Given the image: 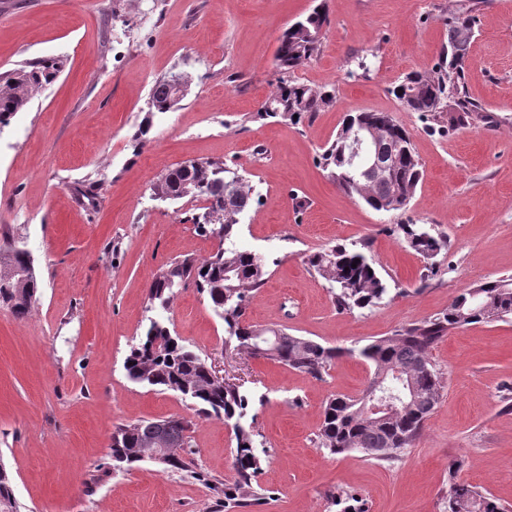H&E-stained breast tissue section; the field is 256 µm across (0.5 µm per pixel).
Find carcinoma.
<instances>
[{"label": "carcinoma", "instance_id": "1", "mask_svg": "<svg viewBox=\"0 0 512 512\" xmlns=\"http://www.w3.org/2000/svg\"><path fill=\"white\" fill-rule=\"evenodd\" d=\"M478 4L479 0H473L444 18L448 41L442 44L435 66L406 75L392 90L400 101L405 90L415 91L417 111L432 115L446 112L450 127L461 125L482 111L468 96L465 82L468 51L474 36L473 12ZM329 23L325 7L317 6L282 33L275 58L280 77L275 91L258 109L259 115L273 116L266 108L269 102L299 120L333 105L335 90L313 88L291 77V73L319 53V34ZM61 67L60 59L46 58L0 74V126L9 125L15 114L57 77ZM170 97L166 80L156 81L150 93V108L170 111ZM361 124L373 130L379 159L391 164L390 177L372 179L351 164V133ZM321 160L339 189L359 196L377 212L386 211V206L395 200L400 208H405L423 177L409 132L386 112L347 114ZM187 186L195 187V197L205 202L191 214L190 221L201 234L215 240L216 247L206 258L186 257L161 269L149 284L148 300L166 310L181 284H194L208 296L213 311L223 320L224 344L253 355L262 329L247 322L246 309L251 293L264 286L269 271L261 255L237 247L236 239L241 218L257 202L254 188L233 166L201 161L190 171L180 167L169 170L153 184L152 191L155 198L168 200ZM397 228L406 246L429 261L425 269L433 271L432 260L448 247V239L424 224H399ZM368 250L370 244L364 241L358 247L336 245L308 258L310 266L331 285L340 312L371 309L388 294ZM24 263L25 257L13 251L11 242L0 245V304L9 307L18 318L27 315L39 289L36 275L21 281L13 276L14 267ZM488 307L498 311L502 320L512 318V276L466 289L442 312L361 346L328 347L281 328L276 340L277 355L272 360L315 379L322 378L332 363L344 355L368 365L372 379L380 378L388 387L387 394L394 397L398 412L386 423L375 424L360 409L355 397L333 394L323 408L317 447L329 455L349 451L366 454L373 448L374 459L394 462L412 446L439 402L440 380L429 352L451 331L487 322ZM207 367V360L184 344L163 320L150 321L124 361L126 376L132 383L176 392L197 407L198 415L222 419L232 428L238 462L233 490L242 496L252 489V480L262 462L253 430L241 424L250 397L234 383L212 381ZM410 373L416 374L417 384V392L412 396L405 387ZM190 429L191 422L179 416L119 426L112 433L114 467L128 470L141 463L135 448L163 434L179 451L174 469L184 471L194 454ZM461 467L459 460L449 464L445 512H505L490 492L459 479ZM0 512H19L11 479L1 464Z\"/></svg>", "mask_w": 512, "mask_h": 512}]
</instances>
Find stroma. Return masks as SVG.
Masks as SVG:
<instances>
[{"label": "stroma", "mask_w": 512, "mask_h": 512, "mask_svg": "<svg viewBox=\"0 0 512 512\" xmlns=\"http://www.w3.org/2000/svg\"><path fill=\"white\" fill-rule=\"evenodd\" d=\"M319 0H0V73L40 58L63 70L0 128V238L27 249L40 284L30 312L0 306V463L20 512H340L342 489L369 512H443L448 465L512 510V319L453 331L430 352L440 400L401 459L330 456L316 444L328 396L361 395L368 368L336 360L311 376L224 346L207 296L181 289L168 309L148 286L162 267L214 248L186 217L196 203L160 201L153 183L191 161L237 164L259 195L237 244L270 275L246 312L260 328L330 346L363 345L447 309L463 289L512 276V0L476 13L466 84L484 118L431 133L392 89L431 69L447 39L443 14L465 0H326L317 57L297 70L335 89V106L291 122L259 118L279 78V38ZM371 55L369 78L354 77ZM181 74L185 98L149 109L156 80ZM389 113L410 133L423 179L405 209L377 212L341 191L320 163L349 112ZM147 128L143 146L134 135ZM447 236L433 274L396 225ZM370 241L391 290L371 310L338 311L306 259ZM165 320L251 398L245 425L267 451L247 507L225 500L234 434L195 417L174 392L129 381L124 361L150 319ZM195 418L189 470L112 467L116 427Z\"/></svg>", "instance_id": "stroma-1"}]
</instances>
